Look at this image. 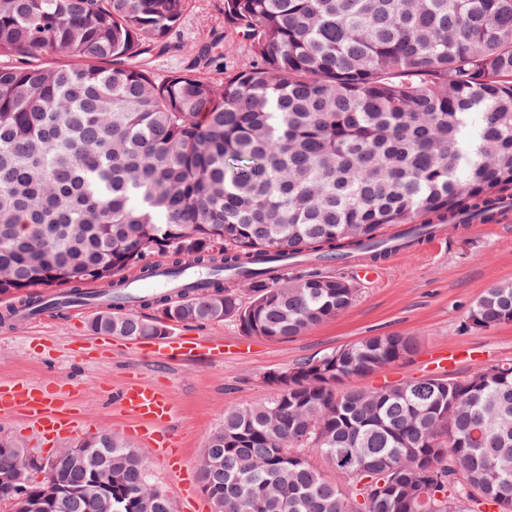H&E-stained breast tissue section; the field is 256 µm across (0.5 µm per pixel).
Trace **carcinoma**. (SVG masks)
Returning <instances> with one entry per match:
<instances>
[{"label": "carcinoma", "mask_w": 512, "mask_h": 512, "mask_svg": "<svg viewBox=\"0 0 512 512\" xmlns=\"http://www.w3.org/2000/svg\"><path fill=\"white\" fill-rule=\"evenodd\" d=\"M189 0H0V290L21 307L122 299L98 335L231 320L286 340L359 289L281 262L385 257L384 230L490 219L512 196V0H224V49L250 62L215 84L157 78ZM61 56L63 65L45 62ZM164 257L175 283L133 294ZM248 285L244 302L229 287ZM512 323V281L465 324ZM373 335L269 374L267 399L224 411L199 471L213 512H512V364L345 388L410 359ZM83 463L52 456V512H102L82 489L112 467V512H174L120 438Z\"/></svg>", "instance_id": "cac0c4a2"}]
</instances>
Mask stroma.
<instances>
[{"mask_svg":"<svg viewBox=\"0 0 512 512\" xmlns=\"http://www.w3.org/2000/svg\"><path fill=\"white\" fill-rule=\"evenodd\" d=\"M224 36V0H190L170 35L172 49L153 58L151 68L165 77L182 67L202 42ZM373 278L348 265L334 267L333 275L353 281L360 290L355 304L335 320L300 336L271 341L246 336L235 322L204 325L168 323L172 336H224L237 346L223 361H187L177 365L146 361L134 341L115 336L99 343L88 325L97 308L77 316L51 313L49 321L0 324V380H54L73 385L68 400L82 409L79 428L68 435L33 428L27 418L0 417V439L19 441L39 457L94 435L112 431L130 447L150 456L152 480L170 499H178V481L151 448L130 431V423L112 403V394L130 378L160 382L175 407L173 429L180 440L185 466H196L205 439L223 419L225 410L268 398L264 382L273 371L292 367L318 353L375 334L408 333L417 336V353L404 364L370 377L387 381L426 374V359L439 349L463 350L447 371L463 377L493 362H512V324L474 329L464 324L469 307L487 288L512 280V221L478 224L469 231L457 225L443 227L433 244L384 260Z\"/></svg>","mask_w":512,"mask_h":512,"instance_id":"stroma-1","label":"stroma"}]
</instances>
